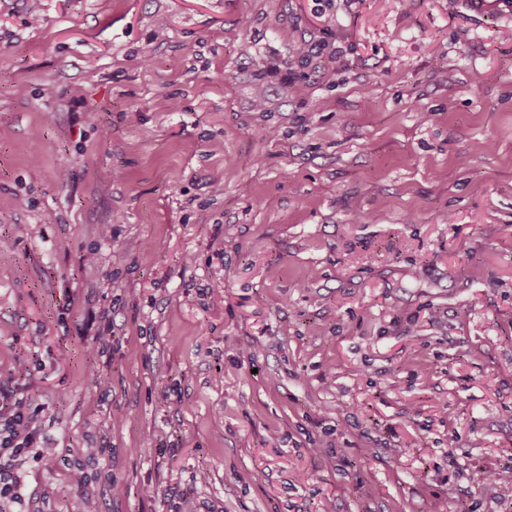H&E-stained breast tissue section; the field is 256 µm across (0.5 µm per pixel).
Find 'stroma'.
Returning a JSON list of instances; mask_svg holds the SVG:
<instances>
[{
    "mask_svg": "<svg viewBox=\"0 0 512 512\" xmlns=\"http://www.w3.org/2000/svg\"><path fill=\"white\" fill-rule=\"evenodd\" d=\"M480 2L0 0V370L59 448L7 512H512L470 479L512 468V0Z\"/></svg>",
    "mask_w": 512,
    "mask_h": 512,
    "instance_id": "obj_1",
    "label": "stroma"
}]
</instances>
